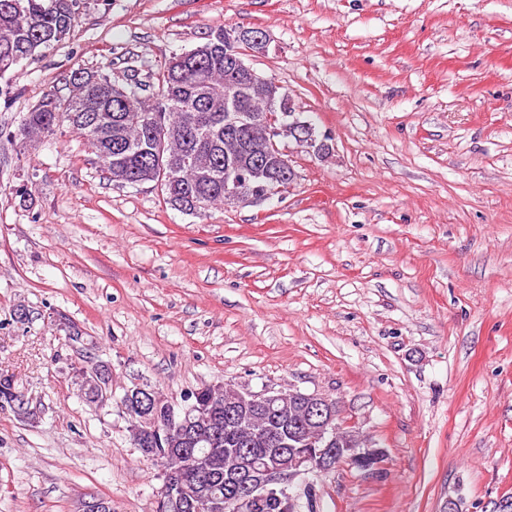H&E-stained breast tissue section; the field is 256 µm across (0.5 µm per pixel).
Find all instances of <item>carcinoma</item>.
Returning <instances> with one entry per match:
<instances>
[{
	"mask_svg": "<svg viewBox=\"0 0 512 512\" xmlns=\"http://www.w3.org/2000/svg\"><path fill=\"white\" fill-rule=\"evenodd\" d=\"M81 8L83 0H0V76L66 43ZM230 29L216 28L201 44L175 55L159 74L156 96L148 100L139 95L138 86L102 71L79 70L68 79L67 95L44 93L16 130L0 131V137L24 149L65 127L84 140L113 181H159L167 202L190 213L224 204V178L231 165L251 190L242 206H254V195L264 191L266 175L274 170L276 150L265 137V127L258 126L250 145L238 152L232 142L239 132L227 131V117L261 112L266 121L277 123L281 109L267 110L265 105L280 103L285 92L275 79L244 68L249 46L242 41L225 44L224 33ZM157 126L170 131L161 162L149 160L150 149L161 153V145L152 144L151 138ZM16 390L14 377L0 374V409ZM233 392L211 385L195 390L209 410V424L222 433L218 445L195 447L210 480L203 483L187 473L175 493L178 501L157 506V512H211V502H224V475L232 465L227 449L239 447L244 437H230L224 423V397ZM132 441L156 466L167 462V453L186 447L185 431L176 422L153 434L147 452L135 431ZM249 451L260 465L286 468L290 462L266 454L259 436L251 440Z\"/></svg>",
	"mask_w": 512,
	"mask_h": 512,
	"instance_id": "1",
	"label": "carcinoma"
}]
</instances>
